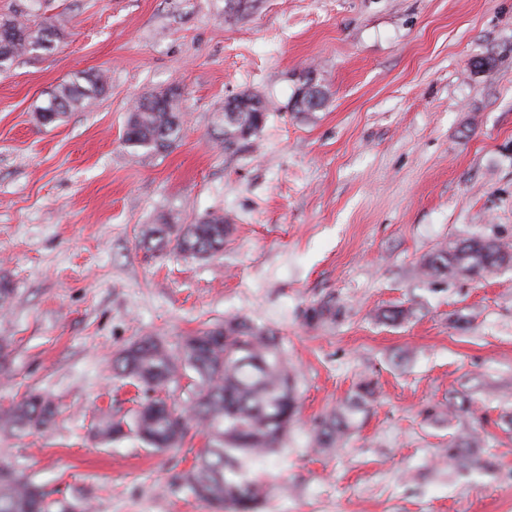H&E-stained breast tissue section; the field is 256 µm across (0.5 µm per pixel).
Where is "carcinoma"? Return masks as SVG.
Wrapping results in <instances>:
<instances>
[{"label": "carcinoma", "instance_id": "obj_1", "mask_svg": "<svg viewBox=\"0 0 512 512\" xmlns=\"http://www.w3.org/2000/svg\"><path fill=\"white\" fill-rule=\"evenodd\" d=\"M0 27L21 33L5 45L10 62L23 53L45 48V43L52 44L58 37L56 27L49 23L31 29L23 10L1 18ZM105 92L102 75H74L48 99L46 107L52 109L48 124L62 122L69 113L89 107ZM239 98L245 102L244 108L226 111L221 117L227 147L256 134L266 120V113L250 105L255 95L242 92ZM183 126L178 93L170 90L150 95L132 104L124 142L135 150L158 151L176 142ZM232 231L229 219L214 213L194 224H151L143 231V242L155 252L172 248L193 258L208 259L224 250ZM511 250L501 241L465 239L438 247L423 258L421 266L430 278L461 271L480 277L502 259L501 252ZM335 317L336 307L330 302L305 312V318L314 324ZM113 370L140 391L141 402L130 423L102 420L99 433L103 439L113 441L133 434L159 451L178 447L191 432H200L207 439L205 447L189 471L174 476L172 485L187 487L221 512H260L267 489L249 474L248 463L282 447L298 414L294 378L286 353L271 329L248 319L228 317L174 342L141 337L115 357ZM184 378L192 380L196 389L183 408L176 409L157 397L158 392ZM371 394L370 385L363 384L346 407L316 419L311 429L315 445L332 448L339 444ZM54 415L50 397L33 391L21 402L0 410V430H44ZM446 459L458 468L482 464L479 439L464 436L450 442ZM0 512H50L41 489L2 461Z\"/></svg>", "mask_w": 512, "mask_h": 512}]
</instances>
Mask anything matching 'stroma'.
<instances>
[{"instance_id": "1", "label": "stroma", "mask_w": 512, "mask_h": 512, "mask_svg": "<svg viewBox=\"0 0 512 512\" xmlns=\"http://www.w3.org/2000/svg\"><path fill=\"white\" fill-rule=\"evenodd\" d=\"M21 8L60 36L0 70V408L35 389L56 415L0 431V460L55 504L216 512L169 485L202 436L155 452L97 425L136 408L119 350L237 316L281 336L300 404L283 450L250 464L271 485L261 512H512V267L420 272L445 242L512 245V0H0V17ZM80 72L107 92L43 125ZM307 78L325 102L298 112ZM168 90L181 140L127 147L131 101ZM244 90L267 119L228 148L218 118ZM211 213L233 224L213 259L142 242ZM327 300L335 319L309 324ZM393 309L404 318L384 321ZM363 380L375 395L346 443L313 448V420ZM469 433L484 466L442 464Z\"/></svg>"}]
</instances>
